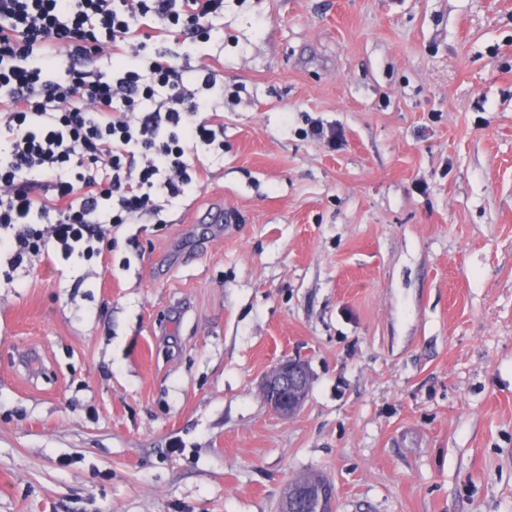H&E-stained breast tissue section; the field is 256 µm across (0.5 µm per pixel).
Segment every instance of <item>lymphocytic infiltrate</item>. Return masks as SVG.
Instances as JSON below:
<instances>
[{"label":"lymphocytic infiltrate","instance_id":"obj_1","mask_svg":"<svg viewBox=\"0 0 512 512\" xmlns=\"http://www.w3.org/2000/svg\"><path fill=\"white\" fill-rule=\"evenodd\" d=\"M224 0H0V258L100 254L107 227L193 192L224 149L215 74L186 78L154 40L189 47ZM108 222H101V214Z\"/></svg>","mask_w":512,"mask_h":512}]
</instances>
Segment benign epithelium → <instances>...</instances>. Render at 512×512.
Wrapping results in <instances>:
<instances>
[{"instance_id":"7a95c632","label":"benign epithelium","mask_w":512,"mask_h":512,"mask_svg":"<svg viewBox=\"0 0 512 512\" xmlns=\"http://www.w3.org/2000/svg\"><path fill=\"white\" fill-rule=\"evenodd\" d=\"M310 384L306 364L288 359L274 367L266 377L262 391L272 411L283 418L293 416L305 401ZM306 498L305 512H333L335 490L326 478L319 476L314 485L288 488L279 504V512H296L295 502Z\"/></svg>"}]
</instances>
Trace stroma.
Returning <instances> with one entry per match:
<instances>
[{"instance_id":"35a3bbf8","label":"stroma","mask_w":512,"mask_h":512,"mask_svg":"<svg viewBox=\"0 0 512 512\" xmlns=\"http://www.w3.org/2000/svg\"><path fill=\"white\" fill-rule=\"evenodd\" d=\"M157 48L223 82L224 152L0 285V512H277L309 472L335 512H512V0H224ZM310 384L306 364L288 359L274 367L266 377L262 391L272 411L283 418L292 417L305 401Z\"/></svg>"}]
</instances>
